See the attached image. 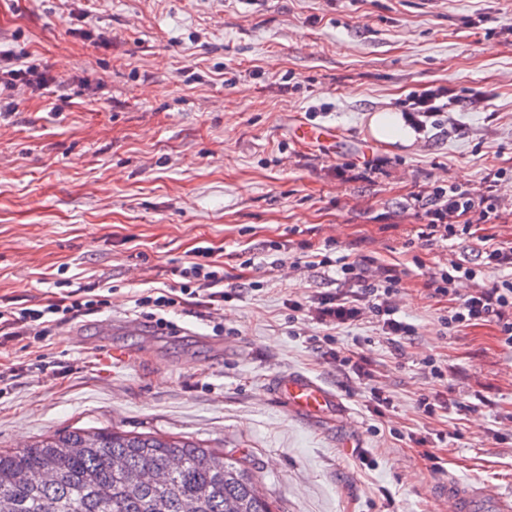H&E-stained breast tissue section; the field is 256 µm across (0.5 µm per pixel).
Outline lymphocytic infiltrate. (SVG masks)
Instances as JSON below:
<instances>
[{
  "mask_svg": "<svg viewBox=\"0 0 512 512\" xmlns=\"http://www.w3.org/2000/svg\"><path fill=\"white\" fill-rule=\"evenodd\" d=\"M501 179V172L488 173L484 187L478 193L455 183L434 189L426 196L423 205L428 222L420 227L421 238L436 243L447 241L469 234L473 226L490 221L497 212L496 191ZM458 217L463 218V225H455L454 220ZM200 254L201 261L190 262L180 269L181 282L177 291L137 298V307L159 328L174 329L170 315L185 305L215 311L223 309L224 274L207 263L208 249H201ZM477 255L478 267L450 262L429 278L425 288L430 297H445L451 302L447 315L441 318L444 327L492 322L497 327L501 342L512 347V277L489 286L475 284L483 273L512 269V242L497 240L492 235L481 236ZM341 271L345 288L321 298L308 296L289 300L290 310L330 330L371 318L395 343L412 334L411 325L396 317L402 282L399 274L384 268L376 274H368L361 260L343 263ZM105 303L104 296L80 286L57 292L54 299L37 308L0 307V348L26 336L50 335L53 326L68 319L96 314Z\"/></svg>",
  "mask_w": 512,
  "mask_h": 512,
  "instance_id": "f902f5d3",
  "label": "lymphocytic infiltrate"
}]
</instances>
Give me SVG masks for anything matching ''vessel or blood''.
Masks as SVG:
<instances>
[{"label": "vessel or blood", "mask_w": 512, "mask_h": 512, "mask_svg": "<svg viewBox=\"0 0 512 512\" xmlns=\"http://www.w3.org/2000/svg\"><path fill=\"white\" fill-rule=\"evenodd\" d=\"M296 135L306 147L335 148L339 135L330 125L298 123ZM270 389L274 397L291 412L308 418L339 413L343 405L338 396L304 373L276 374ZM431 493L442 500L445 512H512V492L500 494L485 486L456 478L436 482Z\"/></svg>", "instance_id": "obj_1"}]
</instances>
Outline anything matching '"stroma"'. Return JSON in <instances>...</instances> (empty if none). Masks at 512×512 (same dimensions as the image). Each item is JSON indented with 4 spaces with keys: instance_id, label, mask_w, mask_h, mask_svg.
<instances>
[{
    "instance_id": "obj_1",
    "label": "stroma",
    "mask_w": 512,
    "mask_h": 512,
    "mask_svg": "<svg viewBox=\"0 0 512 512\" xmlns=\"http://www.w3.org/2000/svg\"><path fill=\"white\" fill-rule=\"evenodd\" d=\"M49 83L0 92V306L46 303L57 280L108 282L99 313L0 351V449L76 428L166 435L246 458L273 512H441L447 476L512 490V348L493 323L442 330L424 288L471 238L418 239L419 194L505 177L491 231L512 241V0H0V60ZM460 103L408 144L329 158L295 120L370 135L430 87ZM496 91L481 105V88ZM333 262L307 265L309 246ZM208 248L224 314L176 331L135 307ZM397 269L392 344L339 330L382 373L389 407L322 357L288 302L343 287L341 257ZM437 359L444 376L424 375ZM277 372L331 389L346 415L310 419L269 392ZM439 396L433 416L420 395Z\"/></svg>"
}]
</instances>
